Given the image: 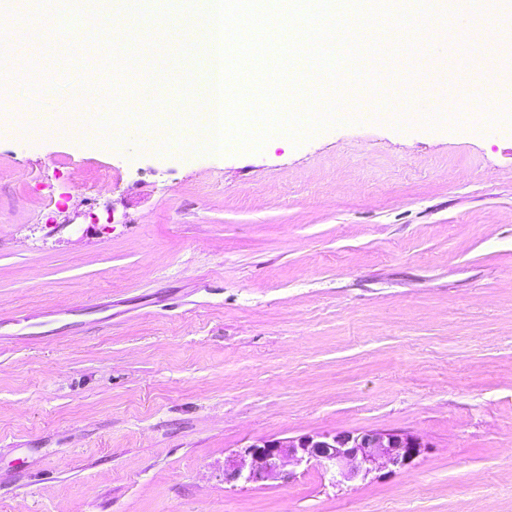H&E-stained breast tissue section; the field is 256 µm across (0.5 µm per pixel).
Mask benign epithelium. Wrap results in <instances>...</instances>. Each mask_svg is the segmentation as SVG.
Wrapping results in <instances>:
<instances>
[{"instance_id":"1","label":"benign epithelium","mask_w":512,"mask_h":512,"mask_svg":"<svg viewBox=\"0 0 512 512\" xmlns=\"http://www.w3.org/2000/svg\"><path fill=\"white\" fill-rule=\"evenodd\" d=\"M430 444L406 433L378 430L342 431L297 439H256L224 463V482L275 481L284 467H317L339 484L374 470L410 466Z\"/></svg>"}]
</instances>
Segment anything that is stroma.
I'll return each mask as SVG.
<instances>
[{
  "label": "stroma",
  "mask_w": 512,
  "mask_h": 512,
  "mask_svg": "<svg viewBox=\"0 0 512 512\" xmlns=\"http://www.w3.org/2000/svg\"><path fill=\"white\" fill-rule=\"evenodd\" d=\"M0 39V512H512V115H364L258 152L42 132L106 112L80 18ZM130 93L191 101L162 32ZM110 171L112 184L97 179ZM423 437L406 471L224 481L257 438Z\"/></svg>",
  "instance_id": "1"
}]
</instances>
